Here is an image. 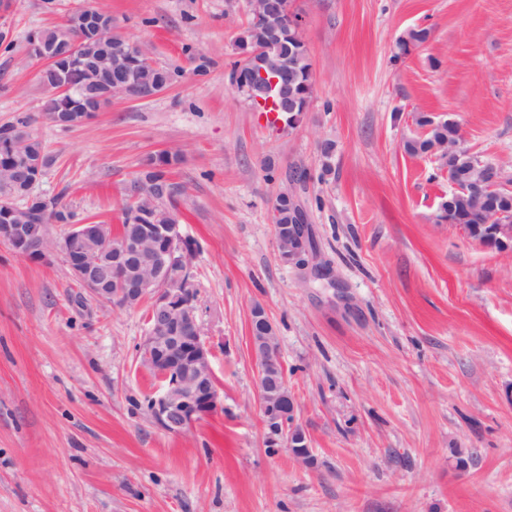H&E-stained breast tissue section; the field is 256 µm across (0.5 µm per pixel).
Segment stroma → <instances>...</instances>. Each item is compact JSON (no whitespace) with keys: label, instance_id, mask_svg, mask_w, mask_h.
I'll return each instance as SVG.
<instances>
[{"label":"stroma","instance_id":"stroma-1","mask_svg":"<svg viewBox=\"0 0 512 512\" xmlns=\"http://www.w3.org/2000/svg\"><path fill=\"white\" fill-rule=\"evenodd\" d=\"M89 5L171 81L64 130L39 116L27 37ZM294 7L313 96L272 130L232 80L245 0H0V124L38 115L52 165L36 193L117 225L148 156L178 154L175 213L221 401L187 433L163 430L139 360L145 307L84 295L60 253L0 244V512H512V255L443 221L446 168L403 150L418 115L456 121L512 190V0ZM283 193L334 286L279 261ZM257 305L313 464L266 443Z\"/></svg>","mask_w":512,"mask_h":512}]
</instances>
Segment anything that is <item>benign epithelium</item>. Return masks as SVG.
I'll use <instances>...</instances> for the list:
<instances>
[{"mask_svg":"<svg viewBox=\"0 0 512 512\" xmlns=\"http://www.w3.org/2000/svg\"><path fill=\"white\" fill-rule=\"evenodd\" d=\"M247 7L255 19L267 23L280 19L283 14V5L275 0H247ZM83 26L88 34L101 36L109 45L98 59L86 62L78 53L79 40L68 41L69 54L78 58L79 67L86 72L93 66L100 72L122 71V58L112 55L110 42L115 38L112 26L104 25L95 10L84 16ZM252 82L282 89L288 83V73L275 64L258 71ZM452 186L453 194L479 200L495 189L488 181L459 178L452 180ZM278 208L279 205H274L272 222L276 223L274 235L279 260L300 271L309 269L317 278L334 285L330 269L314 262V254L306 245L305 225H278ZM493 214L499 219L493 228L495 237L512 244V224L506 223L512 207L495 209ZM49 229L47 224H0V242L11 243L22 256H45L61 248L73 277L87 293L116 307H126L133 297L151 298L149 327L140 347L141 364L160 382L159 392L151 401V414L163 429L174 434H184L196 422L214 414L219 408L216 377L193 305V289L180 287L184 283L183 274H174V268L168 264L170 253L185 252L181 225L153 226V232L170 242L169 249L156 252L155 263L130 278L125 276V269L141 252V242L107 235L111 261L103 264L83 255V246L103 232V225L72 224L60 243L54 241ZM114 276L121 279L118 288L112 287ZM252 314L265 324L262 335H257L255 330L251 332L250 346L258 366V403L269 447L284 448L305 460L309 442L304 429L296 423V401L288 389L287 378L278 372L280 360L273 349V325L262 306H254Z\"/></svg>","mask_w":512,"mask_h":512,"instance_id":"benign-epithelium-1","label":"benign epithelium"}]
</instances>
